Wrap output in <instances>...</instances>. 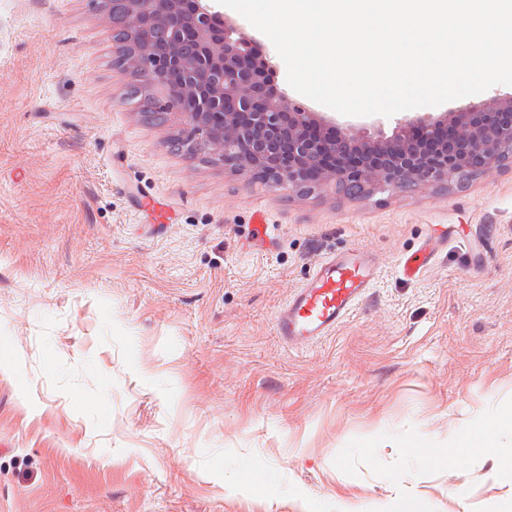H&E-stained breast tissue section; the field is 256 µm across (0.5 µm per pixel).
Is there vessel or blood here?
I'll use <instances>...</instances> for the list:
<instances>
[{
    "label": "vessel or blood",
    "instance_id": "obj_1",
    "mask_svg": "<svg viewBox=\"0 0 512 512\" xmlns=\"http://www.w3.org/2000/svg\"><path fill=\"white\" fill-rule=\"evenodd\" d=\"M433 245L421 247L401 262L413 277L431 262ZM375 259L362 251L332 254L321 259L308 281L298 288L275 317V330L289 346L305 345L328 336L353 312L377 277Z\"/></svg>",
    "mask_w": 512,
    "mask_h": 512
}]
</instances>
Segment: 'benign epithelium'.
<instances>
[{
	"label": "benign epithelium",
	"instance_id": "7a95c632",
	"mask_svg": "<svg viewBox=\"0 0 512 512\" xmlns=\"http://www.w3.org/2000/svg\"><path fill=\"white\" fill-rule=\"evenodd\" d=\"M126 37L114 54L148 86L180 77L182 95L202 99L177 113L192 126L194 152L208 149L243 174L298 193L361 194L451 182L500 166L512 157V95L458 115L430 112L397 120L392 135L376 138L320 120L275 92L254 40L224 22L216 0H112Z\"/></svg>",
	"mask_w": 512,
	"mask_h": 512
}]
</instances>
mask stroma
I'll return each instance as SVG.
<instances>
[{
    "instance_id": "35a3bbf8",
    "label": "stroma",
    "mask_w": 512,
    "mask_h": 512,
    "mask_svg": "<svg viewBox=\"0 0 512 512\" xmlns=\"http://www.w3.org/2000/svg\"><path fill=\"white\" fill-rule=\"evenodd\" d=\"M224 18L326 128L392 134L295 91ZM111 54L101 0H0V512H512V429L427 456L512 411V162L362 198L276 189L187 153L191 125L164 90L129 98ZM357 248L373 287L285 346L279 308ZM434 255V246L426 244L417 253L404 258L401 262L403 274L414 277L431 262Z\"/></svg>"
}]
</instances>
